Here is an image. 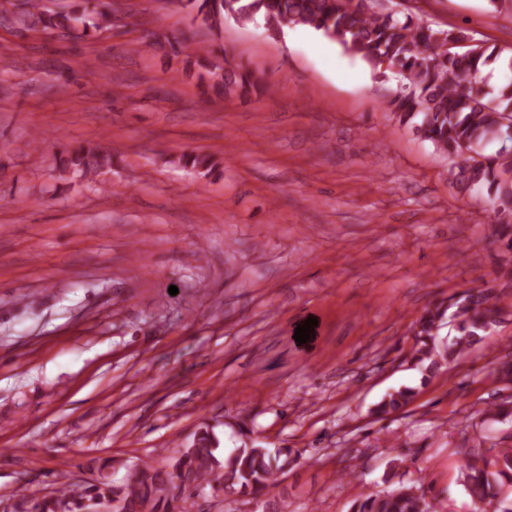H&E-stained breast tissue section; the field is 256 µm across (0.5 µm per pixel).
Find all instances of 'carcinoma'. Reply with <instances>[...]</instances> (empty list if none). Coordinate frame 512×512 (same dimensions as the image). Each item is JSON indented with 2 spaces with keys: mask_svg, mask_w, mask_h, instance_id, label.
<instances>
[{
  "mask_svg": "<svg viewBox=\"0 0 512 512\" xmlns=\"http://www.w3.org/2000/svg\"><path fill=\"white\" fill-rule=\"evenodd\" d=\"M27 17L43 29L71 30L84 14L41 12V0H24ZM195 17L212 27L224 18L281 28L290 24L307 27L337 41L370 65L385 58L389 67L407 80L389 101L404 122L448 157L453 182L465 188L487 189L492 225L502 254L498 277L512 285V79L498 87L479 76L480 68L498 62L501 51L473 44L460 52L454 43L470 41L463 27L436 29L395 12L373 10V0H186ZM216 86L247 91L251 76L212 64ZM500 142L495 154L485 156L477 148ZM112 166V151L104 144L80 145L71 150L61 171H84ZM495 296L480 287L452 296L448 303L425 309L413 325L412 360L426 383L445 365L481 343L499 322L503 308ZM448 326L454 334L441 338ZM415 389L404 386L387 393L374 408L379 418L405 407ZM512 415V400L493 404L485 420L502 421ZM278 456L264 446L242 441L238 448H219L212 429L200 428L193 444L180 452L172 470L148 462L137 466L129 478L116 484L103 476L88 487L64 482L41 498L22 496L19 512H83L88 497L120 503L121 512H187L193 491L215 483L227 495L257 499L278 485ZM512 484V448H487L470 453L462 472V485L471 498L473 512H512V502L500 498L504 485ZM353 512H429L424 496L408 486L361 495Z\"/></svg>",
  "mask_w": 512,
  "mask_h": 512,
  "instance_id": "obj_1",
  "label": "carcinoma"
}]
</instances>
